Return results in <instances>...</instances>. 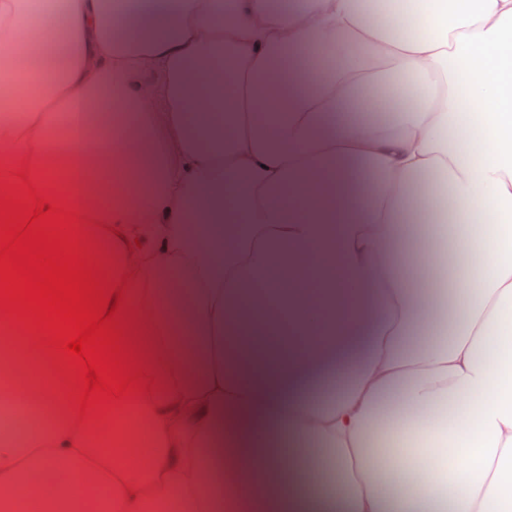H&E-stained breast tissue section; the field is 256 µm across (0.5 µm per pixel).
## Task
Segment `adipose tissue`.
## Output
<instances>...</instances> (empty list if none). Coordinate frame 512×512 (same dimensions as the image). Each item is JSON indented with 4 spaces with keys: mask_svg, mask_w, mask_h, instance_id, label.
I'll list each match as a JSON object with an SVG mask.
<instances>
[{
    "mask_svg": "<svg viewBox=\"0 0 512 512\" xmlns=\"http://www.w3.org/2000/svg\"><path fill=\"white\" fill-rule=\"evenodd\" d=\"M381 3L0 0L14 55L63 30L0 66V180L83 216L155 378L80 420L0 321V512H512V0Z\"/></svg>",
    "mask_w": 512,
    "mask_h": 512,
    "instance_id": "adipose-tissue-1",
    "label": "adipose tissue"
}]
</instances>
